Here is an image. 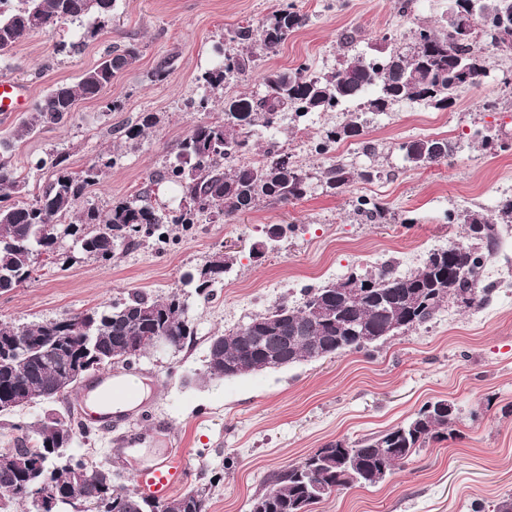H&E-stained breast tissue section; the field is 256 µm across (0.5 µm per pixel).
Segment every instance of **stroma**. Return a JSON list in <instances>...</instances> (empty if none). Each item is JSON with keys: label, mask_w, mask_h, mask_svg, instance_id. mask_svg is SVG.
Segmentation results:
<instances>
[{"label": "stroma", "mask_w": 512, "mask_h": 512, "mask_svg": "<svg viewBox=\"0 0 512 512\" xmlns=\"http://www.w3.org/2000/svg\"><path fill=\"white\" fill-rule=\"evenodd\" d=\"M280 0H114L112 15L96 37L79 24L33 36L0 61L8 77L39 99L57 82H71L94 66L110 47L134 44L140 55L99 98L78 101L64 127L28 135L19 130L25 113L0 115V155L28 179L18 195L39 196L49 171L35 170L49 154L66 157L78 171L99 155L118 153L116 166L88 188L85 204L104 211L138 193L149 175L162 171L178 141L200 122L223 116L224 102L255 94L265 69H292L306 63L331 70L347 55L368 53L383 38L411 47L422 27L444 26L448 0H294L306 16L260 70L210 95L208 111L187 108L206 94L199 83L213 46L228 29L259 25ZM169 60L167 80L154 82L156 64ZM488 78L458 91L445 110L412 102L368 117L363 140L339 142L333 158L355 167L383 170L382 179L355 181L329 193L318 176L330 159L300 148L299 134L317 138L334 125L335 113L286 116L276 139L314 181L308 194L287 204L263 203L224 219L203 217L194 229H174L166 250L118 248L112 260L78 255L64 238L53 259L41 262L37 277L0 294V321L31 323L59 319L127 299L139 292L155 299L178 293L196 332L180 349H152L131 368L149 389L138 411L118 432L94 424L77 435L72 458L111 470L115 484L135 487L136 475L175 449H185L189 474L182 491L205 489L208 512H250L252 499L270 479L325 443L371 437L409 421L429 401L446 399L456 408L453 438L432 441L381 482L332 494L315 512H493L512 493V227L503 229L498 252L485 261L493 277L481 307L447 304L419 327L371 346L369 353L346 352L278 370L212 380L205 374L208 341L236 329L276 304L299 306L303 291L344 281L381 265L406 274L408 256L429 255L449 242H469L467 226L448 213L469 208L493 219L504 193L512 191V53H491ZM496 110H484L487 99ZM117 102L108 110V102ZM154 113L156 126L137 145L124 131L141 115ZM442 128L458 143L448 161L414 168L402 143ZM488 131L494 149H483L472 133ZM374 147L366 154L364 145ZM381 204L385 220L367 222L355 210L357 198ZM273 224L288 231L274 250L253 259L252 244ZM218 253L233 265L209 296L196 294L185 275ZM73 394L25 407L20 417L0 415V453L15 448L14 420L30 424L51 412H66ZM124 434L128 445L117 444Z\"/></svg>", "instance_id": "stroma-1"}]
</instances>
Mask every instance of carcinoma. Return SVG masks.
<instances>
[{"mask_svg":"<svg viewBox=\"0 0 512 512\" xmlns=\"http://www.w3.org/2000/svg\"><path fill=\"white\" fill-rule=\"evenodd\" d=\"M113 0H0V60L24 39L49 33L59 24L92 21L90 33L104 28L112 14ZM456 14L482 15L486 40L470 33L456 36V29L421 28L414 47L407 52L392 50L385 55L353 54L340 66L316 77L307 76V64L265 74L259 98L231 99L224 103V118L194 125L178 143L165 171L148 177V184L135 197L118 201L105 212L82 207L86 191L98 184L117 159L100 155L84 170L73 172L66 158L50 155L39 160L37 170L51 169L43 194L36 202L14 200L24 179L7 163L0 162V293L10 292L33 279L41 256L55 252L56 233L80 241L90 257L110 261L116 249L134 247L152 239L161 241L169 225L189 228L200 217L221 208L226 218L256 209L263 202L288 203L307 195L312 176L285 163L288 155L272 148L260 164H235L250 153L252 133L263 125L271 128L288 112L301 118L360 102L376 114L402 101H422L435 109L453 105L463 86L480 84L487 72V58L502 50L496 11L512 14V0H449ZM304 23L293 3L276 8L258 27L238 26L227 30V40L238 44L216 52L210 68L200 80L215 92L228 80L248 75L254 62L272 55ZM139 57L133 45L115 46L102 61L84 71L73 83H61L45 93L32 107L21 134L46 126L70 122L77 100L99 96L112 78ZM360 112H345L335 125L324 129L316 152L327 156L336 144L363 136ZM414 168L440 164L454 155L455 144L446 138H421L400 146ZM374 171L356 170L334 161L322 171L326 188L341 191L355 180L370 181ZM166 181L179 191L187 205L162 212L152 204L153 186ZM499 216L512 224V195L500 200ZM75 221L63 224L62 218ZM453 220L468 225L472 242L450 253L433 252L417 270L405 276L387 265L376 274L351 275L322 288L304 289L301 306L278 304L248 323L209 340L206 374L213 380L239 377L268 367L265 352L246 340L266 336L276 344L282 365L318 360L330 355L361 351L369 344L400 330L430 321L444 304L454 302L456 292L467 291L471 305L482 304L486 288L481 286L484 261L496 253L501 241L500 224L476 211H459ZM230 265L218 253L196 269L194 285L205 293L224 279ZM349 282L360 287L346 291ZM68 322L70 348L74 353L99 355L108 365L124 355L136 336L160 333L173 337V347L192 341L194 329L187 305L174 293L150 299L134 293L122 303H111L61 319L29 324L0 321V340L25 336L30 339L27 355L0 361V412L17 413L35 397L54 400L67 386L76 385L68 372L40 355L42 337L51 328ZM456 415H448V400L426 403L410 421L357 442L336 439L314 453L275 473L270 489L251 501L250 512H311V506L352 486H373L385 481L431 440L448 437ZM31 440H22L10 453L0 456V500L31 503L34 494L47 489L61 497L77 496L85 512H207L205 491L197 489L164 503L149 505L138 493L112 483L107 470L83 461L56 466L48 449L71 447L75 432L69 420L50 424L41 420Z\"/></svg>","mask_w":512,"mask_h":512,"instance_id":"1","label":"carcinoma"}]
</instances>
